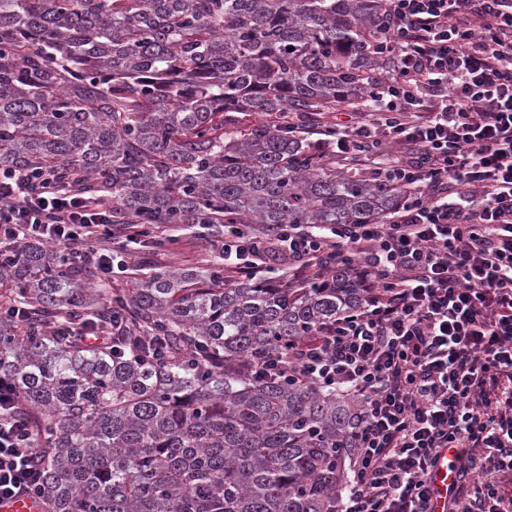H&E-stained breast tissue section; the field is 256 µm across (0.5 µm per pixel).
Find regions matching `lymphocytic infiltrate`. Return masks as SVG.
<instances>
[{"instance_id": "obj_1", "label": "lymphocytic infiltrate", "mask_w": 512, "mask_h": 512, "mask_svg": "<svg viewBox=\"0 0 512 512\" xmlns=\"http://www.w3.org/2000/svg\"><path fill=\"white\" fill-rule=\"evenodd\" d=\"M381 49L392 63L350 124L308 128L329 162L372 171L408 203L382 224L270 236L224 227V280L270 258L326 271L357 257L372 282L362 305L262 370L353 396L355 448L340 512H428L448 449V512H512V0H388ZM0 258L50 244L111 279V244H140L112 200L41 170L0 167ZM0 381V503L36 498L31 432Z\"/></svg>"}]
</instances>
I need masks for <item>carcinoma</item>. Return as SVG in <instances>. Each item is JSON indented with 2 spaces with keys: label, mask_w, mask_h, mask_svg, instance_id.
Returning <instances> with one entry per match:
<instances>
[{
  "label": "carcinoma",
  "mask_w": 512,
  "mask_h": 512,
  "mask_svg": "<svg viewBox=\"0 0 512 512\" xmlns=\"http://www.w3.org/2000/svg\"><path fill=\"white\" fill-rule=\"evenodd\" d=\"M385 0H0V165L80 178L117 224H375L403 194L336 171L302 118L365 101ZM265 115L244 126L241 116ZM0 265V380L48 512H336L356 401L258 372L356 309V260L291 284L216 262L129 288L28 243ZM118 315L121 337L79 333ZM165 339L152 357L149 339Z\"/></svg>",
  "instance_id": "obj_1"
}]
</instances>
